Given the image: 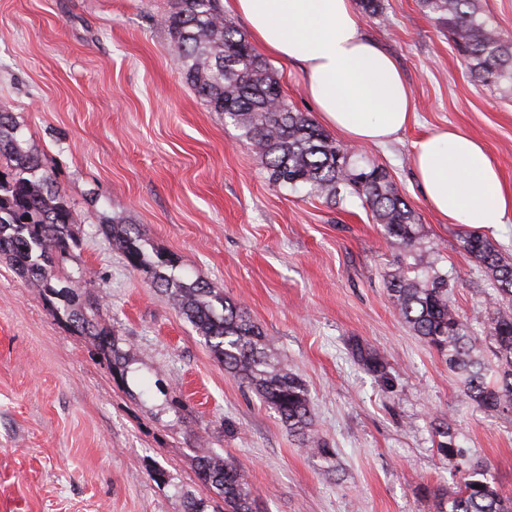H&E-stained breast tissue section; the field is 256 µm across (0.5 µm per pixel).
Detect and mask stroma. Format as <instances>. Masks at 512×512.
<instances>
[{"label": "stroma", "instance_id": "35a3bbf8", "mask_svg": "<svg viewBox=\"0 0 512 512\" xmlns=\"http://www.w3.org/2000/svg\"><path fill=\"white\" fill-rule=\"evenodd\" d=\"M366 36L393 56L416 119L362 145L418 220L411 251L358 198L339 204L268 184L260 158L188 85L163 24L175 0H0V104L24 147L69 193L78 245L64 260L92 281L91 315L126 356L116 374L96 339L52 314L0 259V512H206L207 448L243 470L258 512H435L429 488L459 473L437 452L445 421L512 494V415L463 403L444 359L398 318L385 279L400 259L447 273L458 311L484 338L490 279L413 175V145L442 126L480 138L512 183V87L474 80L446 26L419 0H383ZM121 217L148 254L221 289L305 382L315 427L337 451L322 474L277 414L225 373L178 309L99 232ZM384 357L369 373L349 344ZM162 469L154 481L150 473Z\"/></svg>", "mask_w": 512, "mask_h": 512}]
</instances>
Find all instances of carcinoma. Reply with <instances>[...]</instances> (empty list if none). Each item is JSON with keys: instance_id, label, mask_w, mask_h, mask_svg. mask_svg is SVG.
<instances>
[{"instance_id": "obj_1", "label": "carcinoma", "mask_w": 512, "mask_h": 512, "mask_svg": "<svg viewBox=\"0 0 512 512\" xmlns=\"http://www.w3.org/2000/svg\"><path fill=\"white\" fill-rule=\"evenodd\" d=\"M420 5L448 25L475 80L512 84V39L481 18L478 0H420ZM164 23L183 78L240 131L261 157L270 184L304 188L334 203L356 195L387 236L413 245L416 215L386 170L357 166L351 149L337 144L311 115L293 110L271 65L247 35L224 18L220 0H176ZM0 168L6 169L0 177V258L46 299L64 302L70 325L94 336L112 359V368L124 374L126 360L112 330L74 303L71 275L55 265V259L77 245L69 195L42 171L38 156L22 146L12 113L2 104ZM100 231L121 248L131 267L149 273L152 284L168 295L224 370L277 413L322 471L334 472L336 451L312 429L308 389L297 374L275 362L263 330L220 290L168 273L175 267L174 258L149 256L133 225L112 220ZM463 250L495 287V309L487 325L492 359L475 355L477 341L467 333L450 297L448 275L434 269L422 279L413 266L401 262L389 271L387 291L397 314L416 336L446 356L448 368L459 376L462 400L486 412L512 413V261L476 233L464 236ZM351 350L368 371L387 377L385 360L374 347L356 340ZM436 434L437 452L461 473L456 491L432 492L436 512H512V498L498 490L487 467L467 464L457 435L446 426ZM198 478L224 498V512H256L248 482L233 461L201 448Z\"/></svg>"}]
</instances>
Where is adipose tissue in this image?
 <instances>
[{"label": "adipose tissue", "instance_id": "ef3b65f1", "mask_svg": "<svg viewBox=\"0 0 512 512\" xmlns=\"http://www.w3.org/2000/svg\"><path fill=\"white\" fill-rule=\"evenodd\" d=\"M274 59L299 65L324 124L358 144H384L414 117L393 58L367 38L351 0H224ZM414 174L445 222L491 228L512 222V186L483 143L451 127L414 145Z\"/></svg>", "mask_w": 512, "mask_h": 512}]
</instances>
